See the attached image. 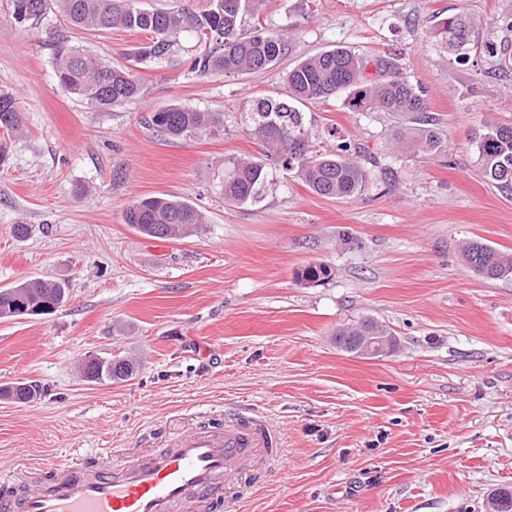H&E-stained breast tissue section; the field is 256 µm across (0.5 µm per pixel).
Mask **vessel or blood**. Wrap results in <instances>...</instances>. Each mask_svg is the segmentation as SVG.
Instances as JSON below:
<instances>
[{
    "label": "vessel or blood",
    "instance_id": "obj_1",
    "mask_svg": "<svg viewBox=\"0 0 512 512\" xmlns=\"http://www.w3.org/2000/svg\"><path fill=\"white\" fill-rule=\"evenodd\" d=\"M268 444L265 425L248 417L197 427L131 464L108 452L90 467L47 463L39 483L16 465L0 472V512H237L224 488Z\"/></svg>",
    "mask_w": 512,
    "mask_h": 512
}]
</instances>
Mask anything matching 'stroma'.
<instances>
[{
    "label": "stroma",
    "mask_w": 512,
    "mask_h": 512,
    "mask_svg": "<svg viewBox=\"0 0 512 512\" xmlns=\"http://www.w3.org/2000/svg\"><path fill=\"white\" fill-rule=\"evenodd\" d=\"M462 10L481 46L456 62L430 31ZM11 12L0 0V89L19 97L26 128L0 169V288L65 279L70 300L0 319V387H39L27 404L0 397V464L130 460L201 422L257 414L286 457L256 458L241 512H487L490 493L512 487V277H479L461 256L471 239L512 254V191L486 180L471 143L484 124H512V63L485 50L512 54V0H265L259 20L287 55L211 76L190 69L193 34L139 65L146 33L76 30L52 10L20 25ZM61 36L130 67L140 96L102 108L58 88ZM333 46L397 57L430 90L441 150L391 158L402 119L311 103L313 150L337 130L391 169L390 185L329 199L281 171L263 202L226 203L225 158L262 151L247 100L285 95V72ZM174 104L220 113L223 131L158 136L146 117ZM160 195L202 211L203 231L158 240L125 224L135 198ZM16 224L31 226L26 241ZM314 261L333 278L298 284ZM364 317L393 332L394 353L337 347V326ZM89 354L138 370L90 383L77 370Z\"/></svg>",
    "instance_id": "obj_1"
}]
</instances>
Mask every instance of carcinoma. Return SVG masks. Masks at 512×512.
<instances>
[{"label": "carcinoma", "instance_id": "1", "mask_svg": "<svg viewBox=\"0 0 512 512\" xmlns=\"http://www.w3.org/2000/svg\"><path fill=\"white\" fill-rule=\"evenodd\" d=\"M138 0H12V17L19 20L24 10L33 12L29 22L36 24L54 8L72 27L95 32L125 29L147 32L148 42L137 48L134 61L156 62L166 58L179 45L185 32L197 34L201 50L191 61V71L202 75L254 73L266 70L288 52L284 35L257 22L246 26L263 0H211L201 15L189 11H165L137 5ZM478 24L467 14L440 18L433 27L454 61L470 55L475 42H466L462 32L476 33ZM374 65L375 74L367 71ZM54 74L64 91L98 107L120 105L140 95L141 86L130 68L102 62L92 55L57 43ZM288 95L283 99L257 98L250 111L253 135L263 144L265 158L233 157L224 162V201L245 206L262 202L276 187L272 167L297 177L314 193L328 198H352L374 180V174L359 159V147L328 132L336 144L320 153L309 150L310 131L300 107L338 96L357 112H390L410 119L413 126L400 134L394 150L412 155L431 154L444 143L442 133L428 116L429 91L407 77L392 56L366 57L343 47H334L310 56L285 73ZM148 124L171 139L191 132H211L221 127L218 114L172 105L148 116ZM0 130L20 134L23 117L16 97L0 91ZM478 164L492 183L512 189V125L490 124L473 140ZM125 223L143 237L171 239L192 236L205 223V217L192 204L159 196L139 198L125 211ZM462 258L475 274L487 279L512 275V255L480 241L462 246ZM334 269L324 262H310L296 271L298 283H324ZM69 298L64 281L32 278L10 288L0 289V319L12 318L16 304L23 302L28 315L56 312ZM83 377L89 382L119 383L136 372L137 364L127 357H93L82 361ZM36 386L17 381L0 388V397L18 404L31 402Z\"/></svg>", "mask_w": 512, "mask_h": 512}]
</instances>
